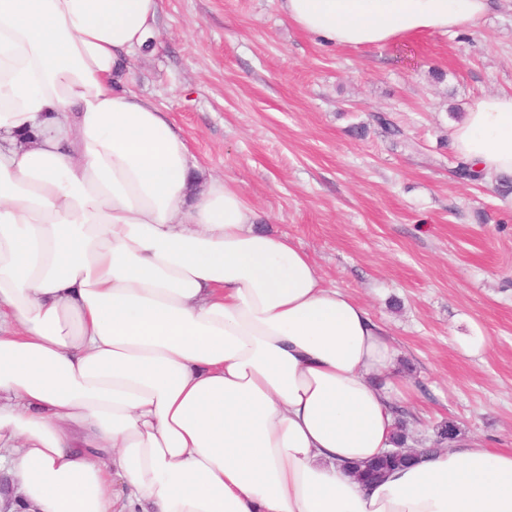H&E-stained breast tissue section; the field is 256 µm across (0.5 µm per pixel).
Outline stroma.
<instances>
[{"mask_svg": "<svg viewBox=\"0 0 512 512\" xmlns=\"http://www.w3.org/2000/svg\"><path fill=\"white\" fill-rule=\"evenodd\" d=\"M162 45L129 86L185 136L201 180L235 182L261 226L385 323L404 448L454 426L512 449V213L463 181L448 128L512 92V0L469 32L328 48L280 0H163ZM488 345L478 353L473 337Z\"/></svg>", "mask_w": 512, "mask_h": 512, "instance_id": "35a3bbf8", "label": "stroma"}]
</instances>
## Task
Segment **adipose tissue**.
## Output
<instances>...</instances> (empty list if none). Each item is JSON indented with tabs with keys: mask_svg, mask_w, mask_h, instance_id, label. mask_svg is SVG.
Instances as JSON below:
<instances>
[{
	"mask_svg": "<svg viewBox=\"0 0 512 512\" xmlns=\"http://www.w3.org/2000/svg\"><path fill=\"white\" fill-rule=\"evenodd\" d=\"M494 0H281L333 47L476 27ZM162 0H0V512H512V451H417L388 329L124 86ZM448 139L512 181V93Z\"/></svg>",
	"mask_w": 512,
	"mask_h": 512,
	"instance_id": "ef3b65f1",
	"label": "adipose tissue"
}]
</instances>
